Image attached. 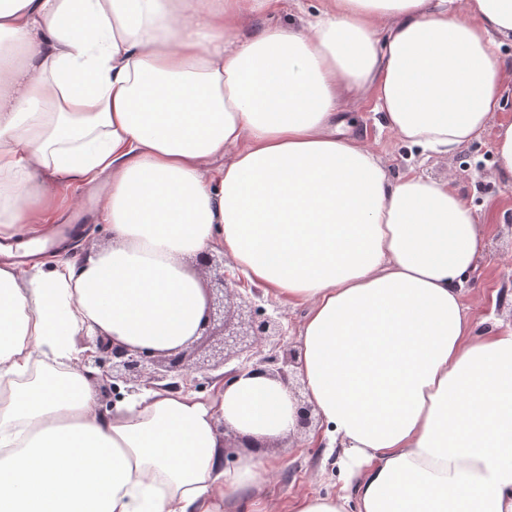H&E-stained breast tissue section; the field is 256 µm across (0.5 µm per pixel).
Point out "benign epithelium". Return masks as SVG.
Here are the masks:
<instances>
[{
  "label": "benign epithelium",
  "instance_id": "obj_1",
  "mask_svg": "<svg viewBox=\"0 0 512 512\" xmlns=\"http://www.w3.org/2000/svg\"><path fill=\"white\" fill-rule=\"evenodd\" d=\"M197 261L211 269L214 275L207 295L201 334L208 335L210 326L220 323L222 351L233 350L241 357L236 367L224 373V382H230L244 372L288 380L289 367L296 364V352L282 347L267 353L261 349L264 340L281 335L279 322L271 316L260 319L249 312L250 303L227 284L224 255L207 252L198 256ZM91 344L96 352L82 362L85 375L90 379H102L114 390L120 382L126 385L128 393L142 386L178 389L189 379L197 382L193 374H199L203 369V366L188 360L183 350L167 354L157 361L150 352L132 351L106 336L91 337Z\"/></svg>",
  "mask_w": 512,
  "mask_h": 512
}]
</instances>
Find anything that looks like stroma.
I'll return each mask as SVG.
<instances>
[{"instance_id":"1","label":"stroma","mask_w":512,"mask_h":512,"mask_svg":"<svg viewBox=\"0 0 512 512\" xmlns=\"http://www.w3.org/2000/svg\"><path fill=\"white\" fill-rule=\"evenodd\" d=\"M344 110L348 121L366 145L382 160L391 176H398L409 167H417L427 175L448 180L476 210L485 216L489 210L501 212V219L491 224L489 245L467 276L462 299L470 320L478 326L512 327V181L500 176L495 162L496 125L512 121V99L504 110L496 113L494 123L476 140L450 155L424 157L417 148L404 143L383 127L379 114L365 105L348 104ZM80 204L86 215L79 234L66 246L63 255L79 260L91 247L110 243L111 234L104 224L94 223L91 214L95 198L90 188L80 189ZM308 434L296 432L289 447L279 442L266 444L264 451L281 457V465L265 484L264 495L276 512H289L291 504L307 494L340 492L343 479L330 449L311 445Z\"/></svg>"}]
</instances>
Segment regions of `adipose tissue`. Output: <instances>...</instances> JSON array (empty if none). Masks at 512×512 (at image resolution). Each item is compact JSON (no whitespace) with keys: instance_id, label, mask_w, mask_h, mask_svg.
<instances>
[{"instance_id":"obj_1","label":"adipose tissue","mask_w":512,"mask_h":512,"mask_svg":"<svg viewBox=\"0 0 512 512\" xmlns=\"http://www.w3.org/2000/svg\"><path fill=\"white\" fill-rule=\"evenodd\" d=\"M0 0V238L50 235L89 185L112 242L0 264V512H270L279 465L224 464V433L287 442L265 375L96 408L74 338L167 354L200 333L188 258L224 251L308 305L296 370L344 485L291 512H512V331L461 290L487 235L448 181L391 177L346 130L373 101L425 152L479 138L512 95V0ZM300 3L302 5V12L298 11L296 8L289 7V9L281 12L280 14L274 17H251L243 32L254 33L256 31H259L264 26L269 25H280L284 27L300 26L306 17V13L309 11H314V8L319 6V1L302 0Z\"/></svg>"}]
</instances>
